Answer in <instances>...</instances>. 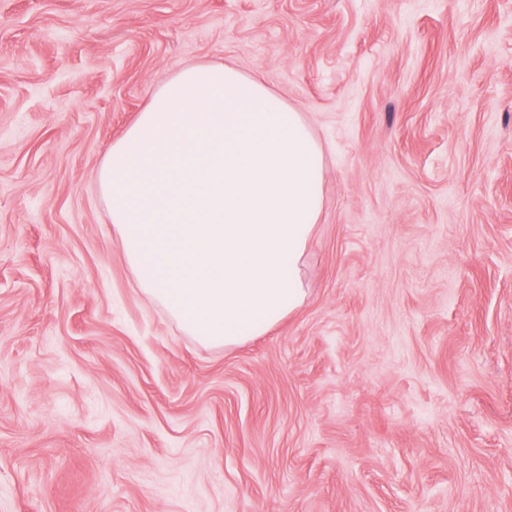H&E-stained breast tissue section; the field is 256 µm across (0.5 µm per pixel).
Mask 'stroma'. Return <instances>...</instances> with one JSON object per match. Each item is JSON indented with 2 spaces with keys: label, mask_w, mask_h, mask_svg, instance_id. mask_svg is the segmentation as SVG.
<instances>
[{
  "label": "stroma",
  "mask_w": 512,
  "mask_h": 512,
  "mask_svg": "<svg viewBox=\"0 0 512 512\" xmlns=\"http://www.w3.org/2000/svg\"><path fill=\"white\" fill-rule=\"evenodd\" d=\"M198 63L324 153L306 302L233 348L98 187ZM0 512H512V0H0Z\"/></svg>",
  "instance_id": "obj_1"
}]
</instances>
